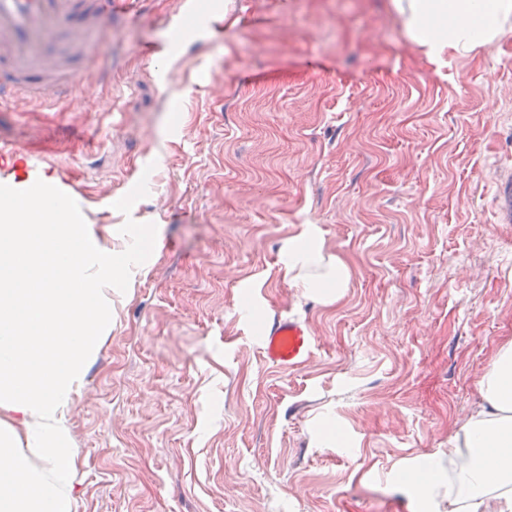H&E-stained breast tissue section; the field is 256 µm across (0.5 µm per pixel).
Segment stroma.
<instances>
[{"label":"stroma","mask_w":512,"mask_h":512,"mask_svg":"<svg viewBox=\"0 0 512 512\" xmlns=\"http://www.w3.org/2000/svg\"><path fill=\"white\" fill-rule=\"evenodd\" d=\"M196 3L223 34L131 0L79 109L0 107V186L70 177L102 265L139 245L69 413L77 512H422L398 470L512 341V34L438 63L393 0ZM300 224L350 270L337 301L279 273ZM277 316L317 340L298 368L261 353Z\"/></svg>","instance_id":"35a3bbf8"}]
</instances>
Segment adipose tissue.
<instances>
[{
	"label": "adipose tissue",
	"instance_id": "adipose-tissue-1",
	"mask_svg": "<svg viewBox=\"0 0 512 512\" xmlns=\"http://www.w3.org/2000/svg\"><path fill=\"white\" fill-rule=\"evenodd\" d=\"M409 39L435 61L471 56L512 33V0H393ZM0 200V512H74L81 460L67 415L112 331V282L93 268L91 225L65 197L5 186ZM279 271L327 301L349 278L320 229L299 225ZM445 457L401 478L427 512H512V341Z\"/></svg>",
	"mask_w": 512,
	"mask_h": 512
}]
</instances>
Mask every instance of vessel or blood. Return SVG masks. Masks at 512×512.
<instances>
[{
  "mask_svg": "<svg viewBox=\"0 0 512 512\" xmlns=\"http://www.w3.org/2000/svg\"><path fill=\"white\" fill-rule=\"evenodd\" d=\"M128 0H0V104L22 108L73 97L79 59L105 55L99 33ZM315 349L308 326L273 319L262 340L265 360L281 369L306 363Z\"/></svg>",
  "mask_w": 512,
  "mask_h": 512,
  "instance_id": "obj_1",
  "label": "vessel or blood"
}]
</instances>
